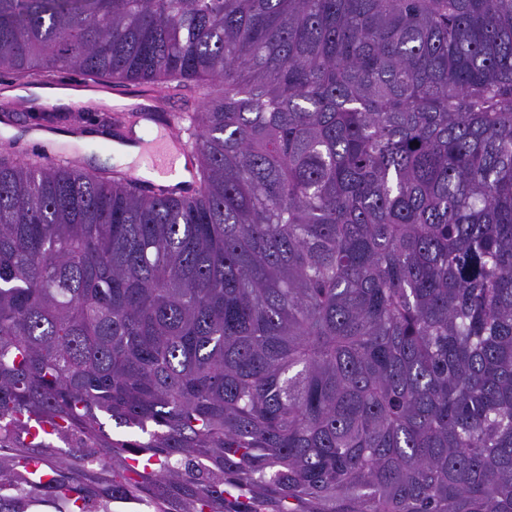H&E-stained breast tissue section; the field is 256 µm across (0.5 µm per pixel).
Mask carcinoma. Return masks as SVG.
Instances as JSON below:
<instances>
[{"instance_id":"carcinoma-1","label":"carcinoma","mask_w":512,"mask_h":512,"mask_svg":"<svg viewBox=\"0 0 512 512\" xmlns=\"http://www.w3.org/2000/svg\"><path fill=\"white\" fill-rule=\"evenodd\" d=\"M221 89L187 197L0 158V512H512V0H0V77Z\"/></svg>"}]
</instances>
